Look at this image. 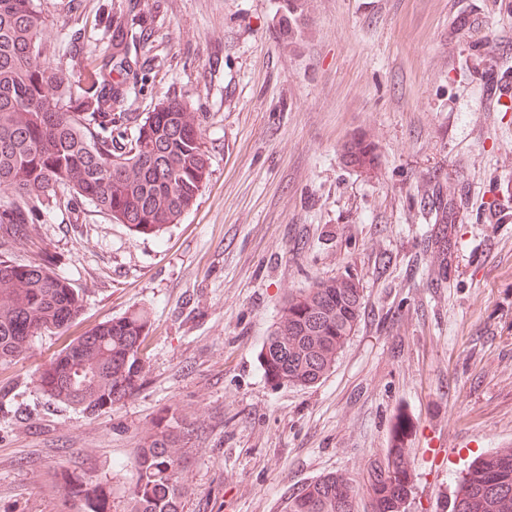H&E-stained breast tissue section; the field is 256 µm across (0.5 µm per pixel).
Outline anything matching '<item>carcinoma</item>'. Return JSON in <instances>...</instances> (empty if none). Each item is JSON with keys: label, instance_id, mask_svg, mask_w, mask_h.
Listing matches in <instances>:
<instances>
[{"label": "carcinoma", "instance_id": "cac0c4a2", "mask_svg": "<svg viewBox=\"0 0 512 512\" xmlns=\"http://www.w3.org/2000/svg\"><path fill=\"white\" fill-rule=\"evenodd\" d=\"M112 52L79 77L78 91L46 62L44 21L34 0H0V368L23 357L30 339L66 328L83 297L51 268L50 255L21 263L14 245L32 217L50 215L73 199L156 235L194 204L209 175L210 156L199 126L175 98L155 104L130 130L118 106L126 84L137 85L139 58L152 32L132 31L128 17L112 15ZM121 80L106 83V72ZM350 164L370 170L371 143L345 145ZM432 258L448 267L447 207L431 201ZM363 314L360 281L347 276L319 281L288 295L260 352L275 386H314L335 366ZM150 333L146 317L130 313L101 322L72 339L36 371L54 402L88 415L110 410L142 386ZM185 427L170 417L136 450L138 480L128 492L129 512H180L187 488L184 462L171 451ZM368 512H402L412 484L405 449L391 448L365 471ZM358 491L342 474H328L289 497L286 512H354ZM453 512H512V457L475 463L460 481Z\"/></svg>", "mask_w": 512, "mask_h": 512}]
</instances>
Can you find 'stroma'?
Listing matches in <instances>:
<instances>
[{
	"label": "stroma",
	"mask_w": 512,
	"mask_h": 512,
	"mask_svg": "<svg viewBox=\"0 0 512 512\" xmlns=\"http://www.w3.org/2000/svg\"><path fill=\"white\" fill-rule=\"evenodd\" d=\"M35 3L72 80L110 50L114 12L151 29L163 67L121 108L181 99L210 174L155 236L84 201L29 221L17 259L47 247L84 305L5 372L0 512H85L63 505L72 473L127 512L134 450L171 412L188 424L183 512H285L326 474L362 483L395 447L413 470L405 512H451L469 463L512 448V111L490 94L512 74V0H302L293 40L280 0ZM355 137L373 169L346 163ZM436 189L444 279L425 248ZM348 272L365 315L335 367L271 387L258 354L288 293ZM133 311L152 329L142 389L93 416L50 401L37 368Z\"/></svg>",
	"instance_id": "1"
}]
</instances>
